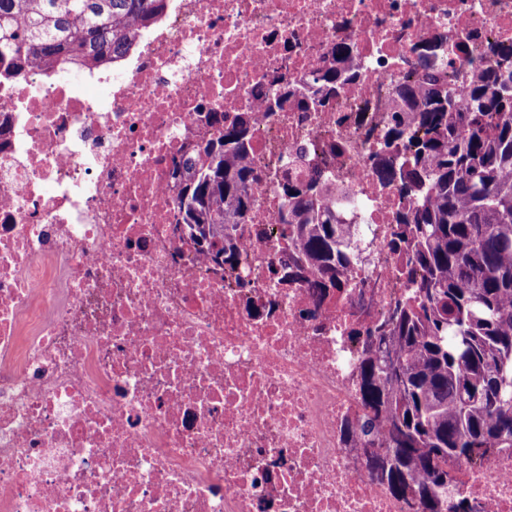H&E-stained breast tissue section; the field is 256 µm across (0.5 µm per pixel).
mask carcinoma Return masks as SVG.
Instances as JSON below:
<instances>
[{"label":"carcinoma","mask_w":512,"mask_h":512,"mask_svg":"<svg viewBox=\"0 0 512 512\" xmlns=\"http://www.w3.org/2000/svg\"><path fill=\"white\" fill-rule=\"evenodd\" d=\"M167 0H0L4 75L26 60L57 70L117 61L138 28L160 21ZM357 56L335 45L302 89L278 75L273 106L323 107L357 76ZM383 182L414 193L396 216L391 249L412 288L372 325L359 363L365 415L352 441L390 492L422 512H471L448 487L458 467L512 448V48L471 75L464 104L428 73L402 84L388 109ZM215 140L191 146L172 170L181 232L203 257L238 267L235 232L247 223L254 181L252 118L224 122ZM272 226L284 282L302 281L320 300L347 292L346 233L322 207L321 177L283 184Z\"/></svg>","instance_id":"carcinoma-1"}]
</instances>
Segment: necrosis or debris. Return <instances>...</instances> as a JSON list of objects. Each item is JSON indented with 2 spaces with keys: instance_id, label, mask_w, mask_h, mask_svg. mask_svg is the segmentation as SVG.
Returning a JSON list of instances; mask_svg holds the SVG:
<instances>
[{
  "instance_id": "4bbe7bcc",
  "label": "necrosis or debris",
  "mask_w": 512,
  "mask_h": 512,
  "mask_svg": "<svg viewBox=\"0 0 512 512\" xmlns=\"http://www.w3.org/2000/svg\"><path fill=\"white\" fill-rule=\"evenodd\" d=\"M136 39L107 67L0 81V512H414L342 436L407 281L389 239L410 197L373 152L407 75L460 99L512 47V0H169ZM342 41L358 76L336 98L267 111L273 75L308 81ZM242 111L259 180L227 272L182 236L171 171L216 136L209 113ZM316 172L361 254L322 301L270 276L281 183ZM448 495L512 512V448Z\"/></svg>"
}]
</instances>
